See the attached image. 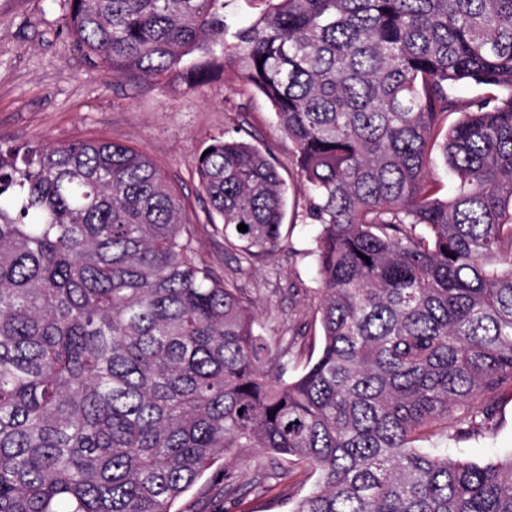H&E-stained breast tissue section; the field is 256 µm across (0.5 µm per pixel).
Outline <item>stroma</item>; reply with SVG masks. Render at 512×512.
I'll use <instances>...</instances> for the list:
<instances>
[{
  "mask_svg": "<svg viewBox=\"0 0 512 512\" xmlns=\"http://www.w3.org/2000/svg\"><path fill=\"white\" fill-rule=\"evenodd\" d=\"M62 0H0V140L65 143L102 136L148 154L183 197L189 216L201 212L195 175L200 150L225 129L243 125L260 150L272 152L288 186L284 246L238 267L211 225L198 228L201 258L237 282L255 303L271 345L314 321L320 287L309 251L317 227L305 217L306 189L292 162L293 146L257 91L233 73L196 91L130 83L88 63L63 28ZM449 459L485 462L512 452V388L500 395L497 426L467 440L436 437ZM298 467L273 471L253 449L220 460L177 503V512H290L294 496L316 481ZM233 483L234 496L224 494Z\"/></svg>",
  "mask_w": 512,
  "mask_h": 512,
  "instance_id": "obj_1",
  "label": "stroma"
}]
</instances>
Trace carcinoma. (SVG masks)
I'll use <instances>...</instances> for the list:
<instances>
[{
    "label": "carcinoma",
    "instance_id": "carcinoma-1",
    "mask_svg": "<svg viewBox=\"0 0 512 512\" xmlns=\"http://www.w3.org/2000/svg\"><path fill=\"white\" fill-rule=\"evenodd\" d=\"M63 2L116 78L267 98L320 226L321 334L271 347L146 154L0 144V512H173L239 448L319 472L291 512H512V453L424 446L495 425L512 386V0H250L242 27L238 0ZM236 133L196 176L251 264L287 187Z\"/></svg>",
    "mask_w": 512,
    "mask_h": 512
}]
</instances>
